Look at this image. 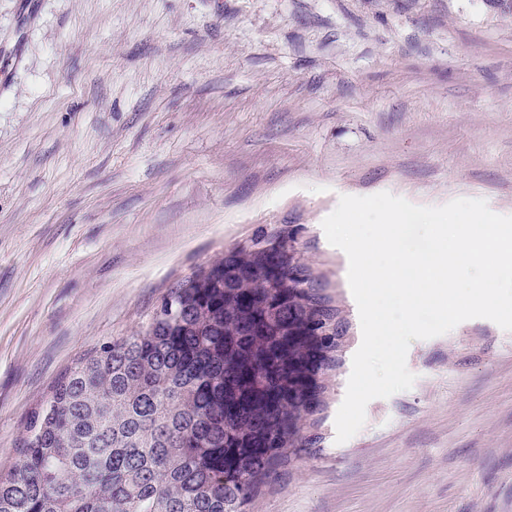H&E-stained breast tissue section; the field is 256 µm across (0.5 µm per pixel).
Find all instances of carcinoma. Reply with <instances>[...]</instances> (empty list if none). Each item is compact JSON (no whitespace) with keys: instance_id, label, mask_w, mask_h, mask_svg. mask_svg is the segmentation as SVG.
<instances>
[{"instance_id":"carcinoma-1","label":"carcinoma","mask_w":512,"mask_h":512,"mask_svg":"<svg viewBox=\"0 0 512 512\" xmlns=\"http://www.w3.org/2000/svg\"><path fill=\"white\" fill-rule=\"evenodd\" d=\"M171 289L148 327L79 356L0 471V512H252L311 459L346 319L290 236Z\"/></svg>"}]
</instances>
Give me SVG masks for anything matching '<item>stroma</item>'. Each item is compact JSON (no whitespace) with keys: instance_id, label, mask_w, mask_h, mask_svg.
Returning a JSON list of instances; mask_svg holds the SVG:
<instances>
[{"instance_id":"35a3bbf8","label":"stroma","mask_w":512,"mask_h":512,"mask_svg":"<svg viewBox=\"0 0 512 512\" xmlns=\"http://www.w3.org/2000/svg\"><path fill=\"white\" fill-rule=\"evenodd\" d=\"M512 215V11L493 0H0V469L89 351L286 226L348 323L320 452L253 512H512V332L412 341L336 443L362 341L340 196Z\"/></svg>"}]
</instances>
